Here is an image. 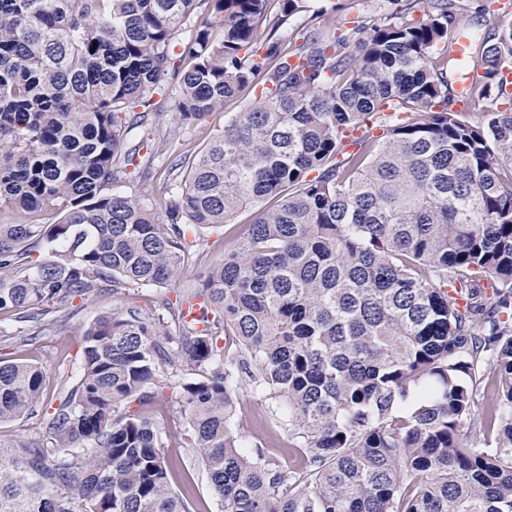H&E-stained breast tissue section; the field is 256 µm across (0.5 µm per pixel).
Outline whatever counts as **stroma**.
<instances>
[{
  "label": "stroma",
  "mask_w": 512,
  "mask_h": 512,
  "mask_svg": "<svg viewBox=\"0 0 512 512\" xmlns=\"http://www.w3.org/2000/svg\"><path fill=\"white\" fill-rule=\"evenodd\" d=\"M333 4L342 7L352 18H381L394 9L390 0H306L305 11L286 18L282 17L279 7H272L259 25L258 32L260 36L270 35L281 45H288L301 28L315 25L321 7ZM245 105L246 101L242 98L225 101L223 107L216 109L200 123L181 129L179 138L169 146V159L200 151L214 133L223 129L226 113L242 111ZM193 251L194 261L170 288L130 287L121 300L107 290L89 299L74 301L71 307L55 313L50 325L7 326L8 339L0 343V361L28 362L41 368L44 374L43 409L0 424V434L15 440L43 435V410L58 405L71 386L69 374L75 373L80 366L81 333L97 317L112 312L124 300L146 308L152 314H165L164 299H175L185 289L199 287L212 267L223 259V231L202 230ZM240 398L241 408L234 420V427L243 448L251 451L261 447L276 453L284 465H300L301 458L292 446L287 425L271 413V400L249 389L244 390ZM150 416L161 437L162 452L170 465L169 480L172 488L189 495L195 512H220L209 489L201 459L185 446V418L175 400L174 390H166L164 398L152 405Z\"/></svg>",
  "instance_id": "1"
}]
</instances>
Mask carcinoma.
I'll return each instance as SVG.
<instances>
[{
	"label": "carcinoma",
	"instance_id": "1",
	"mask_svg": "<svg viewBox=\"0 0 512 512\" xmlns=\"http://www.w3.org/2000/svg\"><path fill=\"white\" fill-rule=\"evenodd\" d=\"M268 2L0 0V212L17 215L0 224L1 320L45 326L109 287L164 288L189 236L256 209L171 320L123 305L83 332L47 438L0 435V512H192L148 415L171 387L224 512H512V22L488 47L471 38L483 80L459 108L469 0H426L418 19L408 0L287 50L256 35ZM170 79L179 124L130 144L163 123ZM246 92L168 165L186 176L164 210L120 190L142 149L152 162ZM479 365L491 450L471 425ZM246 386L275 403L301 466L241 449ZM42 387L37 367L0 362V423L36 412Z\"/></svg>",
	"mask_w": 512,
	"mask_h": 512
}]
</instances>
